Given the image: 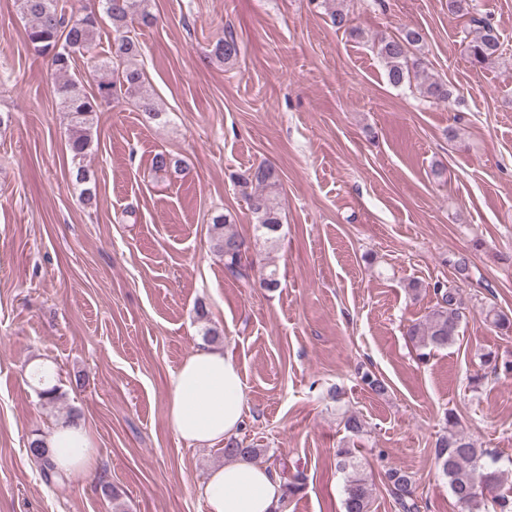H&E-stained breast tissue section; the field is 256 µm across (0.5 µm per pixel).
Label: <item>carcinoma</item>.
<instances>
[{
	"label": "carcinoma",
	"mask_w": 512,
	"mask_h": 512,
	"mask_svg": "<svg viewBox=\"0 0 512 512\" xmlns=\"http://www.w3.org/2000/svg\"><path fill=\"white\" fill-rule=\"evenodd\" d=\"M148 2L72 0L68 6L61 0H15L17 11L28 22L26 34L31 50L47 62L57 77L56 92L63 111L70 119L69 148L78 183L89 180L84 160L92 146L93 115L102 103L122 97L133 101L147 122L156 121L162 116L146 89V73L139 65L142 46L136 27L157 22V17L148 9ZM102 14L109 19L114 32L112 54L94 62L97 93L91 94L71 77L70 69L76 55L95 46ZM476 25V34L466 45L467 57L474 66L495 60L500 50L496 29L481 20L476 21ZM422 41V33L415 28L377 41V54L384 63L391 85L399 87L419 80L423 61L414 55L412 48ZM211 54L220 61L230 63L238 59L240 47L233 36L228 35L216 42ZM417 89L429 102L451 103L452 92L445 83L420 80ZM181 164V160L165 153L156 154L152 160L155 170L166 173H178ZM277 182L275 168L265 161L252 165L242 182V186L248 188L244 192L245 202L256 221V231L268 240L274 239L282 224ZM231 224L229 214L212 217L214 247L224 257L227 274L248 287L253 262L249 259L245 240L231 228ZM434 293L437 296L436 304L423 321L408 326L406 335L425 348H446L455 343L457 328L464 313L456 290L437 284ZM485 320L505 333L512 332V319L502 312L490 308L485 311ZM481 360L496 375L512 373V362L500 364L498 356L492 352L482 354ZM39 384L42 385L39 395L46 403L53 404L60 398L58 385L47 381L44 376L39 378ZM446 421L448 428L435 443V457L448 478L452 495L459 503L477 512H512V492L501 489L499 456L476 447L463 433L455 430L452 415H447ZM27 451L40 463L46 482L65 481L66 473L53 461L43 431L32 433ZM263 452L262 448H254L232 437L224 445V457L234 460L252 461ZM336 468L345 475L344 512H371V485L360 472L351 449L336 450ZM385 478L402 512H419L412 477L400 469L391 468Z\"/></svg>",
	"instance_id": "obj_1"
}]
</instances>
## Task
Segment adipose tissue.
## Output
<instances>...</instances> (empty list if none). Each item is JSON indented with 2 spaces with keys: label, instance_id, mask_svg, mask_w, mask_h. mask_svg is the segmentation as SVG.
Segmentation results:
<instances>
[{
  "label": "adipose tissue",
  "instance_id": "1",
  "mask_svg": "<svg viewBox=\"0 0 512 512\" xmlns=\"http://www.w3.org/2000/svg\"><path fill=\"white\" fill-rule=\"evenodd\" d=\"M168 423L175 437L191 445H213L233 435L245 409L241 373L222 349L206 347L183 361L168 380ZM58 467L89 469L92 442L76 423L61 424L46 434ZM207 512H275L281 481L266 468L229 464L214 470L201 490Z\"/></svg>",
  "mask_w": 512,
  "mask_h": 512
}]
</instances>
